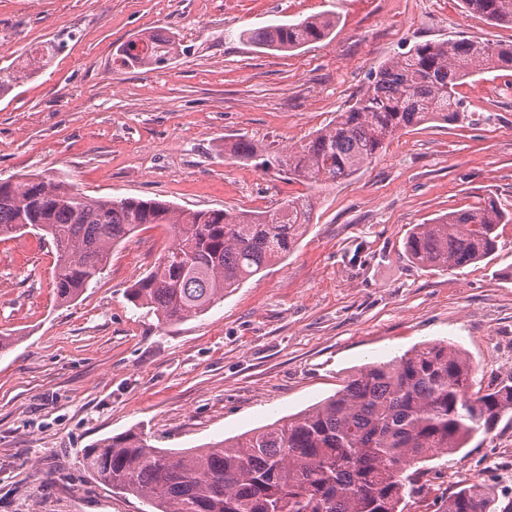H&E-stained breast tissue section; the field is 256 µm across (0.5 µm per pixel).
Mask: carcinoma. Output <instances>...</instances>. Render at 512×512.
Segmentation results:
<instances>
[{"label": "carcinoma", "instance_id": "cac0c4a2", "mask_svg": "<svg viewBox=\"0 0 512 512\" xmlns=\"http://www.w3.org/2000/svg\"><path fill=\"white\" fill-rule=\"evenodd\" d=\"M492 24H512V0H463ZM327 16L272 23L241 38L269 51H292L327 38ZM178 53L172 37L144 34L119 49L125 67L160 69ZM512 67V45L466 38L425 41L371 72L359 99L308 141L281 153L288 179L349 180L407 128L465 119L458 88L476 75ZM26 78L0 69V93ZM258 148L229 149L247 161ZM305 197L262 211L183 209L158 199L91 197L54 176L0 182V237L33 229L57 253L56 299L78 298L105 268L112 247L147 224L172 243L128 288L130 301L158 320L198 317L233 289L288 255L312 221ZM512 211L489 199L471 210L416 224L405 242L415 262L436 269L485 260ZM512 411V383L473 389L472 363L448 342H427L358 369L336 394L207 448H155L140 433L102 439L83 465L117 493L151 512H403L415 492L411 468L465 447ZM436 512H512V498L468 483L440 498Z\"/></svg>", "mask_w": 512, "mask_h": 512}]
</instances>
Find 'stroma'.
Wrapping results in <instances>:
<instances>
[{
    "mask_svg": "<svg viewBox=\"0 0 512 512\" xmlns=\"http://www.w3.org/2000/svg\"><path fill=\"white\" fill-rule=\"evenodd\" d=\"M335 18L330 38L289 52L246 29ZM175 36L164 68L121 66L137 35ZM512 44L463 0H0V69L30 49L48 63L0 93V180L54 175L94 197L190 209L268 210L313 196L306 234L281 262L207 313L165 324L126 290L171 243L142 227L96 283L59 303L56 251L27 230L0 239V512H143L83 466L93 443L143 433L180 450L296 414L360 366L423 342L469 356L475 386L512 377V224L479 264L418 265L414 225L494 197L512 210V70L460 88L473 118L397 135L351 180L289 181L274 161L335 121L381 62L429 40ZM260 154L237 161L238 140ZM512 496V412L466 448L427 462L433 482L403 512H434L478 470Z\"/></svg>",
    "mask_w": 512,
    "mask_h": 512,
    "instance_id": "35a3bbf8",
    "label": "stroma"
}]
</instances>
